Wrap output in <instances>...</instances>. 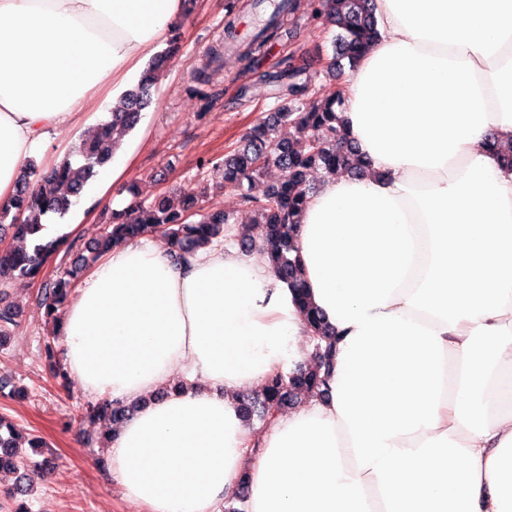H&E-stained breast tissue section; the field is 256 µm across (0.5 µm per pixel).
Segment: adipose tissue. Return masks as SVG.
<instances>
[{"instance_id": "1", "label": "adipose tissue", "mask_w": 512, "mask_h": 512, "mask_svg": "<svg viewBox=\"0 0 512 512\" xmlns=\"http://www.w3.org/2000/svg\"><path fill=\"white\" fill-rule=\"evenodd\" d=\"M379 35L337 112L371 173L325 176L294 255L329 334L328 396L245 421L314 346L260 247L188 260L122 243L60 329L143 512H512V0H372ZM183 0H0V203L20 169L114 107ZM496 147H489V140Z\"/></svg>"}]
</instances>
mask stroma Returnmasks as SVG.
<instances>
[{"instance_id":"stroma-1","label":"stroma","mask_w":512,"mask_h":512,"mask_svg":"<svg viewBox=\"0 0 512 512\" xmlns=\"http://www.w3.org/2000/svg\"><path fill=\"white\" fill-rule=\"evenodd\" d=\"M225 4L198 0L182 19L184 54L164 74L139 126L127 137L124 151L131 159L124 174L107 191L90 187L82 222L70 214L57 220L54 234L63 237L64 244L40 278L15 279L6 287L8 301L19 312V326L8 349L0 351V378L7 379L14 392L13 397H0V414L45 443L22 480L30 490L25 498L29 512H135L108 475L105 448L85 443L88 432L107 431V423L86 421L87 397L76 381L65 384L54 378L43 354L44 338L52 330L42 305L46 288L100 236L113 203L133 196L148 203L165 193L177 202L203 191L208 206L230 212L237 226H252L253 236H260L253 226L254 210L239 193L220 188L217 168L277 101L240 96V86L250 81L253 70L281 69L291 56L302 53L308 57L313 85L322 91L336 89L348 76L333 66L335 28L313 18L314 0H300L285 22L290 39H275L255 62L225 56L222 66L209 73L207 100H200L190 92L193 69L224 34Z\"/></svg>"}]
</instances>
